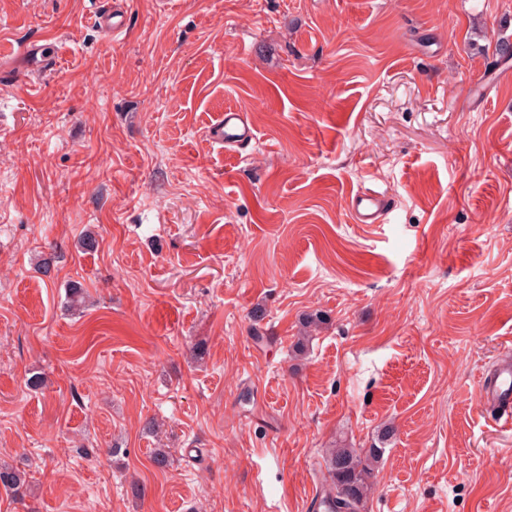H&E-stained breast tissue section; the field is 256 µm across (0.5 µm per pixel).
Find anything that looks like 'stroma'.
<instances>
[{
    "label": "stroma",
    "mask_w": 512,
    "mask_h": 512,
    "mask_svg": "<svg viewBox=\"0 0 512 512\" xmlns=\"http://www.w3.org/2000/svg\"><path fill=\"white\" fill-rule=\"evenodd\" d=\"M123 2L114 38L108 0H0V512H308L339 446L383 450L364 512H512L476 395L512 342V0ZM121 4L118 1L112 3V8H105L98 14V28L105 34L113 37L119 35L125 28L126 16ZM206 134L212 143L232 152L248 146L255 139L246 111L238 107H225L224 114L211 122ZM394 207L386 192L364 188L350 197L348 211L355 224H382Z\"/></svg>",
    "instance_id": "obj_1"
}]
</instances>
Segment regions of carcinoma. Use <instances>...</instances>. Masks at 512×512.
Instances as JSON below:
<instances>
[{"label": "carcinoma", "mask_w": 512, "mask_h": 512, "mask_svg": "<svg viewBox=\"0 0 512 512\" xmlns=\"http://www.w3.org/2000/svg\"><path fill=\"white\" fill-rule=\"evenodd\" d=\"M380 455L379 448L366 451L356 448L332 450L329 467L333 487L325 500L328 512H361L372 485L373 463ZM23 484L24 480L18 471L0 465V488L16 493Z\"/></svg>", "instance_id": "cac0c4a2"}]
</instances>
